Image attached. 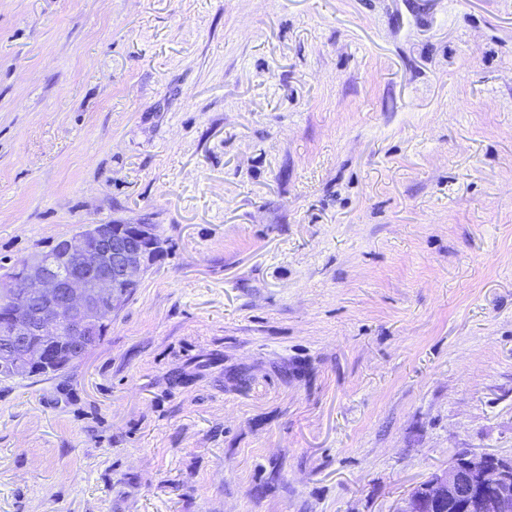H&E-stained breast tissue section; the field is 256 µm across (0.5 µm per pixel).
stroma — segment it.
Here are the masks:
<instances>
[{
	"label": "stroma",
	"instance_id": "stroma-1",
	"mask_svg": "<svg viewBox=\"0 0 512 512\" xmlns=\"http://www.w3.org/2000/svg\"><path fill=\"white\" fill-rule=\"evenodd\" d=\"M163 248L0 381V512H397L512 456V0H0V273Z\"/></svg>",
	"mask_w": 512,
	"mask_h": 512
}]
</instances>
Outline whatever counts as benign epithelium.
<instances>
[{
    "mask_svg": "<svg viewBox=\"0 0 512 512\" xmlns=\"http://www.w3.org/2000/svg\"><path fill=\"white\" fill-rule=\"evenodd\" d=\"M149 236L143 224H132L127 232L92 224L84 233L63 238L59 252L31 256L18 275L0 276V294L21 306L0 322V364L16 366L18 378L30 377L46 362L38 337L78 356L104 333L125 298L122 289L138 287L152 265ZM450 501L459 512H512V458L462 448L398 512H440Z\"/></svg>",
    "mask_w": 512,
    "mask_h": 512,
    "instance_id": "obj_1",
    "label": "benign epithelium"
}]
</instances>
